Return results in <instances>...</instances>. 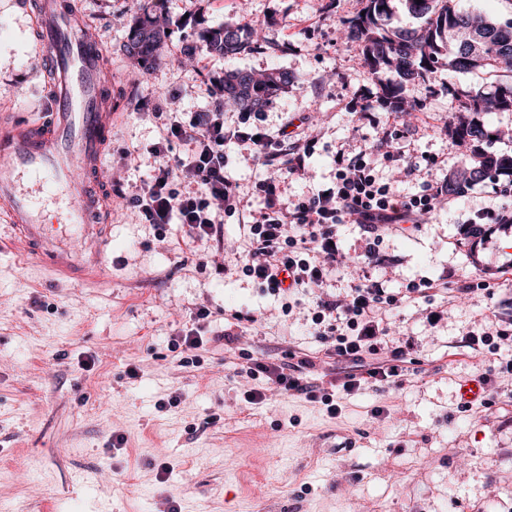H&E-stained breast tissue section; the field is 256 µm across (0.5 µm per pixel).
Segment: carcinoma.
<instances>
[{
    "label": "carcinoma",
    "instance_id": "obj_1",
    "mask_svg": "<svg viewBox=\"0 0 512 512\" xmlns=\"http://www.w3.org/2000/svg\"><path fill=\"white\" fill-rule=\"evenodd\" d=\"M362 13L346 21L362 48L372 76L377 80V98L393 110H416L410 90L439 70L448 75V94L453 108L467 117L452 131L455 142H491V133L476 116L493 109L512 112V75L501 73L502 65H512V19L501 21L456 8L454 0H401L417 26L401 31L387 26L395 0H363ZM168 33L156 24L151 12L144 11L129 28L132 55L141 63L155 59L156 51ZM201 47L232 59L245 49L241 28L231 25L212 27L202 34ZM481 70L496 84L491 96L480 88L456 86L462 70ZM288 73L272 69L259 85L254 74L244 69L224 72L221 82L224 97L248 112L261 109L284 89ZM512 178V156L476 149L468 168V177L448 181V192L463 195L477 183L494 174Z\"/></svg>",
    "mask_w": 512,
    "mask_h": 512
}]
</instances>
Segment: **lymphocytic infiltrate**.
I'll return each instance as SVG.
<instances>
[{"mask_svg": "<svg viewBox=\"0 0 512 512\" xmlns=\"http://www.w3.org/2000/svg\"><path fill=\"white\" fill-rule=\"evenodd\" d=\"M152 112L162 123V133L150 149L151 170L140 188L126 196L127 207L157 230L176 222L190 240L222 243L225 217L242 208L238 186L226 174L229 158L224 146L230 141L247 145L271 172L256 185L264 211L246 226L248 249L239 270L276 295L323 287L341 263L338 226L360 225L378 241L383 229L418 223L446 196L444 188L434 186L421 194H402L371 163L340 158L330 186L290 204L283 198L282 186L290 176L302 174L304 165L300 157L281 156L287 130L274 134L246 120L226 125L224 101L217 96L204 112H177L162 98L154 101ZM180 144L186 147L181 154L176 151ZM439 290L428 280L391 293L368 279L344 297L319 296L314 330L337 361L366 363L367 356L378 353L387 332L382 313ZM313 366L306 356L292 367L250 360L243 373L250 378L264 375L268 388L247 391V402L262 403L271 391L292 392L321 400L328 411H336L329 394H318L308 381L306 372Z\"/></svg>", "mask_w": 512, "mask_h": 512, "instance_id": "f902f5d3", "label": "lymphocytic infiltrate"}]
</instances>
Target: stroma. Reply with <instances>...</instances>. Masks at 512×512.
Wrapping results in <instances>:
<instances>
[{
    "label": "stroma",
    "instance_id": "1",
    "mask_svg": "<svg viewBox=\"0 0 512 512\" xmlns=\"http://www.w3.org/2000/svg\"><path fill=\"white\" fill-rule=\"evenodd\" d=\"M19 0H0V113L42 120L51 112V74L35 62L37 32ZM93 18L111 80L112 134L104 165L124 193L144 179L161 122L151 103L176 93L179 106L205 111L225 70L277 68L292 81L264 107L263 124L301 128L303 177L282 187L294 201L330 185L336 157L353 159L390 132L405 133L398 159L373 162L402 193L446 183L470 148L447 131L444 73L419 83L417 109L380 104L359 44L345 22L361 0H72ZM166 19L169 36L154 62L126 52L128 29L144 8ZM261 23L254 47L236 58L212 56L206 70L182 65L188 45L224 23ZM137 156L123 158L125 148ZM227 174L247 216H259L255 189L267 170L230 143ZM494 185L485 182L437 207L411 231H386L380 259L366 260L369 235L339 227L344 255L328 292L344 296L363 279L395 292L438 280L446 294L386 314L378 356L409 348L397 383L365 382L347 393L345 363H334L311 329L314 292L275 296L237 268L246 230L224 219V271L199 264L210 251L182 225L164 234L112 200L105 267L97 280L56 277L20 250L0 248V504L28 512H512V375L505 353H479L470 337L494 319L512 322V223L493 224ZM484 235L472 241L471 224ZM210 315L203 346H175L198 307ZM441 312L428 323V310ZM240 340L225 345L223 332ZM307 354L308 374L340 407L299 394L271 393L251 405L248 359ZM94 357L93 368L82 364ZM487 376L494 391L464 403L461 385ZM180 396L177 406L162 401ZM126 438L123 449L110 445ZM170 474H159L160 462Z\"/></svg>",
    "mask_w": 512,
    "mask_h": 512
}]
</instances>
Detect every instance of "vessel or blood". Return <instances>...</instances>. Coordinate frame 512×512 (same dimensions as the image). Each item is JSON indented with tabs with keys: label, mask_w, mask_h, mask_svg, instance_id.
Masks as SVG:
<instances>
[{
	"label": "vessel or blood",
	"mask_w": 512,
	"mask_h": 512,
	"mask_svg": "<svg viewBox=\"0 0 512 512\" xmlns=\"http://www.w3.org/2000/svg\"><path fill=\"white\" fill-rule=\"evenodd\" d=\"M38 51L52 68L50 124L0 115V222L12 225L30 254L48 270L84 278L104 268L101 189L109 181L102 155L112 127L108 85L102 79L100 38L87 36L82 19L63 0H37ZM65 204L64 233L79 230L82 255L51 233L41 202Z\"/></svg>",
	"instance_id": "b4317fda"
}]
</instances>
